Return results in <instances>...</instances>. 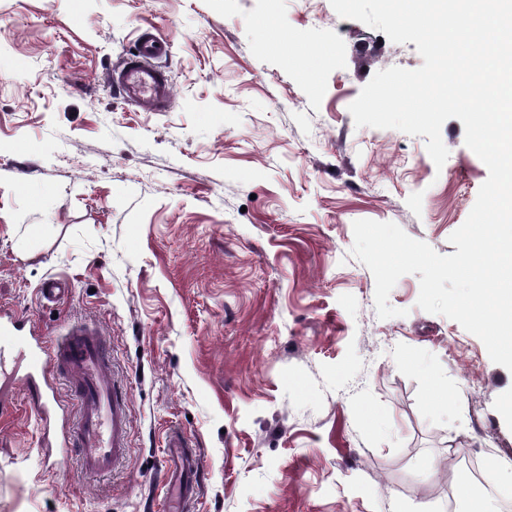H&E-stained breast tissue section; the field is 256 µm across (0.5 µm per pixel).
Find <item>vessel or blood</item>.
Here are the masks:
<instances>
[{
	"label": "vessel or blood",
	"mask_w": 512,
	"mask_h": 512,
	"mask_svg": "<svg viewBox=\"0 0 512 512\" xmlns=\"http://www.w3.org/2000/svg\"><path fill=\"white\" fill-rule=\"evenodd\" d=\"M168 49L153 27L141 30L133 50L109 77L125 102L143 112L169 111L172 82L158 64ZM30 333L26 321L0 311V408L8 409L13 387H21L42 422L43 445L54 450L57 464H65L74 451L82 471L110 472L127 454L130 415L125 394L110 371L103 331L96 324L81 323L50 344L32 339L23 356V374L7 371L16 338ZM60 378L77 403L76 416H69L56 399ZM165 474L178 482L180 504H188L199 485L200 461L191 440L181 432H171L167 438Z\"/></svg>",
	"instance_id": "obj_1"
}]
</instances>
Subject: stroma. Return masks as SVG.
<instances>
[{
    "mask_svg": "<svg viewBox=\"0 0 512 512\" xmlns=\"http://www.w3.org/2000/svg\"><path fill=\"white\" fill-rule=\"evenodd\" d=\"M146 25L167 112L106 80ZM422 63L330 0H0V308L49 342L97 323L130 412L114 472L60 471L15 390L0 512H165L175 429L200 458L189 512H467V488L494 512L493 472L472 489L461 466L512 465V372L417 307V275L379 319L351 253L361 219L455 253L488 177L459 119L440 169L424 137L356 127L377 71Z\"/></svg>",
    "mask_w": 512,
    "mask_h": 512,
    "instance_id": "obj_1",
    "label": "stroma"
}]
</instances>
